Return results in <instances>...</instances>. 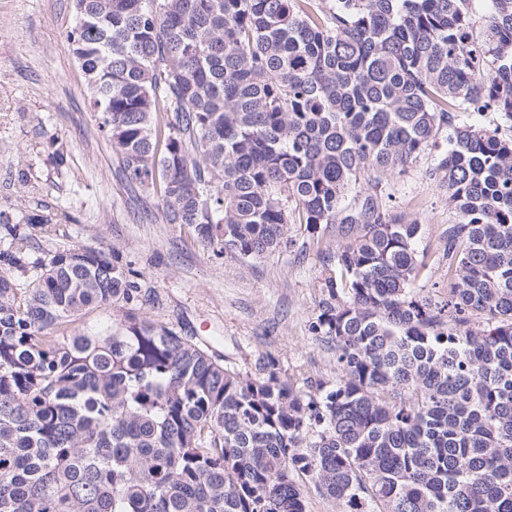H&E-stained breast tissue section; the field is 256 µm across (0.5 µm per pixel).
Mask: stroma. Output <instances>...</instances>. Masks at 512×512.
Listing matches in <instances>:
<instances>
[{
	"label": "stroma",
	"mask_w": 512,
	"mask_h": 512,
	"mask_svg": "<svg viewBox=\"0 0 512 512\" xmlns=\"http://www.w3.org/2000/svg\"><path fill=\"white\" fill-rule=\"evenodd\" d=\"M75 24L73 0H0V209L20 222L46 210L71 217L31 228L32 258L115 250L153 295L143 317L213 338L241 369L269 356L298 387L335 383L336 352L311 329L328 297L324 256L335 239L323 233L317 244L244 262L215 255L191 226L163 223L161 197L129 187L98 131L86 78L66 46ZM432 161L421 157L381 189L395 211L420 221L427 266L415 285L438 298L448 287L441 232L454 211L428 175Z\"/></svg>",
	"instance_id": "obj_1"
}]
</instances>
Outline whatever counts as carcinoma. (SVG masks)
Returning <instances> with one entry per match:
<instances>
[{"label": "carcinoma", "mask_w": 512, "mask_h": 512, "mask_svg": "<svg viewBox=\"0 0 512 512\" xmlns=\"http://www.w3.org/2000/svg\"><path fill=\"white\" fill-rule=\"evenodd\" d=\"M73 2L100 132L164 223L244 261L336 240L313 330L340 377L243 372L142 317L115 254L34 260L0 210V512H306L302 478L339 512H512V133L462 118L512 130V0ZM445 128L434 300L379 185Z\"/></svg>", "instance_id": "carcinoma-1"}]
</instances>
